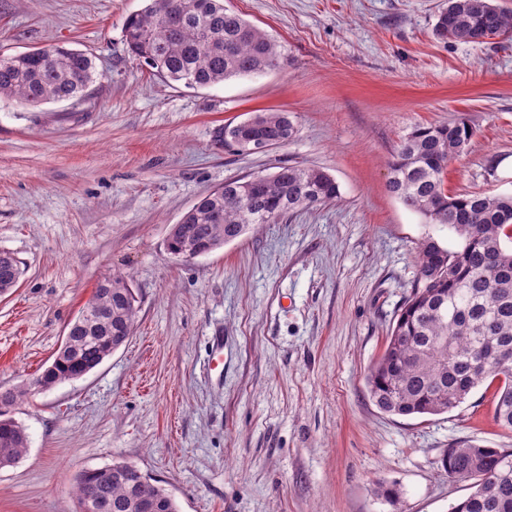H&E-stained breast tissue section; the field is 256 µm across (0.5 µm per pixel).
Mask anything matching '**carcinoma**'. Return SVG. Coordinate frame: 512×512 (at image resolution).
<instances>
[{
  "instance_id": "1",
  "label": "carcinoma",
  "mask_w": 512,
  "mask_h": 512,
  "mask_svg": "<svg viewBox=\"0 0 512 512\" xmlns=\"http://www.w3.org/2000/svg\"><path fill=\"white\" fill-rule=\"evenodd\" d=\"M441 40L482 45L512 37V10L492 0H448L436 17ZM127 52L166 82L207 88L230 78L276 69L279 45L257 25L227 9L224 0H147L123 23ZM96 81L94 60L61 46L0 55V99L37 107L80 101ZM282 144L295 134L287 112H259L250 124L217 128L218 145L251 148L254 129ZM476 135L463 116L414 126L389 163V191L428 224H442L462 240L458 249L428 236L420 243L417 277L392 325L386 349L366 377L370 400L398 416L447 413L489 378L496 420L512 429V195H452L444 172ZM339 197L335 178L319 168L283 164L260 179L230 180L201 197L172 225L167 249L214 251L253 224H270ZM24 269L0 249V295L18 285ZM136 295L121 275L98 281L90 300L69 323L52 364L34 381L52 387L82 378L131 337ZM28 389L0 392V468L14 464L28 444L14 407ZM448 477L474 481V491L450 512H512V448L450 444L439 458ZM74 495L79 512H179L173 494L144 473L118 462L82 472Z\"/></svg>"
}]
</instances>
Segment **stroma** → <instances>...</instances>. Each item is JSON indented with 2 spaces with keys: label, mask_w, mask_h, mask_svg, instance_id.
I'll use <instances>...</instances> for the list:
<instances>
[{
  "label": "stroma",
  "mask_w": 512,
  "mask_h": 512,
  "mask_svg": "<svg viewBox=\"0 0 512 512\" xmlns=\"http://www.w3.org/2000/svg\"><path fill=\"white\" fill-rule=\"evenodd\" d=\"M228 4L282 64L196 89L127 54L123 21L146 0H0V54L62 45L98 73L77 104L0 101V249L25 267L0 296V390L52 363L98 280L125 274L139 298L125 346L16 407L28 448L0 468V512H78L77 477L116 460L180 512H448L472 488L440 468L444 448H512L486 387L402 417L365 385L420 242L458 244L389 192L387 162L414 126L462 114L477 134L446 189L512 194V41L437 39L444 0ZM269 111L293 115L288 144L215 145L220 126ZM283 164L326 170L339 200L191 260L168 252L202 196Z\"/></svg>",
  "instance_id": "35a3bbf8"
}]
</instances>
